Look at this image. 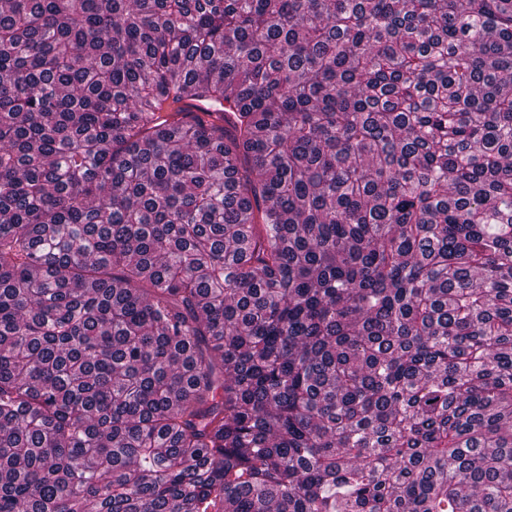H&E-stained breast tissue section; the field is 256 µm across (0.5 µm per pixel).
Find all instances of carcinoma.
Wrapping results in <instances>:
<instances>
[{"label": "carcinoma", "instance_id": "cac0c4a2", "mask_svg": "<svg viewBox=\"0 0 512 512\" xmlns=\"http://www.w3.org/2000/svg\"><path fill=\"white\" fill-rule=\"evenodd\" d=\"M0 512H512V0H0Z\"/></svg>", "mask_w": 512, "mask_h": 512}]
</instances>
